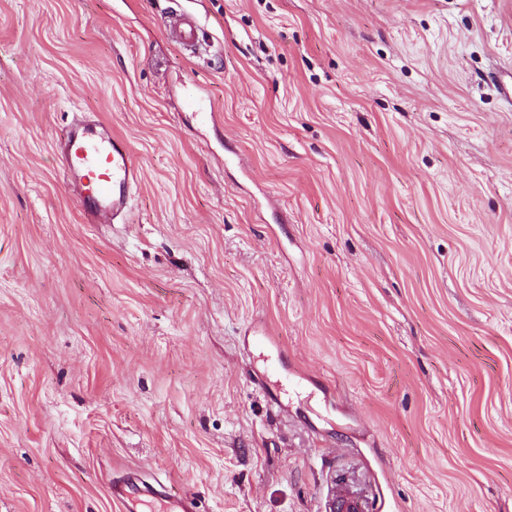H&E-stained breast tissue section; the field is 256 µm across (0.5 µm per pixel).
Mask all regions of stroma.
<instances>
[{
  "label": "stroma",
  "mask_w": 512,
  "mask_h": 512,
  "mask_svg": "<svg viewBox=\"0 0 512 512\" xmlns=\"http://www.w3.org/2000/svg\"><path fill=\"white\" fill-rule=\"evenodd\" d=\"M511 74L512 0H0V512H512ZM170 27L181 47L185 48L195 44L198 36V25L194 20H184L175 14L170 18ZM65 172L81 191L84 214L90 221L120 218L141 179L140 167L128 146L107 131L85 138L76 131L64 142ZM112 490L116 499L122 503L125 512H145L147 502L143 495H140L137 487L115 484Z\"/></svg>",
  "instance_id": "35a3bbf8"
}]
</instances>
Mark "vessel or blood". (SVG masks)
Wrapping results in <instances>:
<instances>
[{"label": "vessel or blood", "mask_w": 512, "mask_h": 512, "mask_svg": "<svg viewBox=\"0 0 512 512\" xmlns=\"http://www.w3.org/2000/svg\"><path fill=\"white\" fill-rule=\"evenodd\" d=\"M170 26L181 47L195 44V21L174 15ZM63 165L80 192L85 216L92 221L120 218L141 179L140 167L128 146L106 132L95 138L71 132L64 142ZM113 494L124 512H145L147 502L137 487L117 484Z\"/></svg>", "instance_id": "b4317fda"}]
</instances>
